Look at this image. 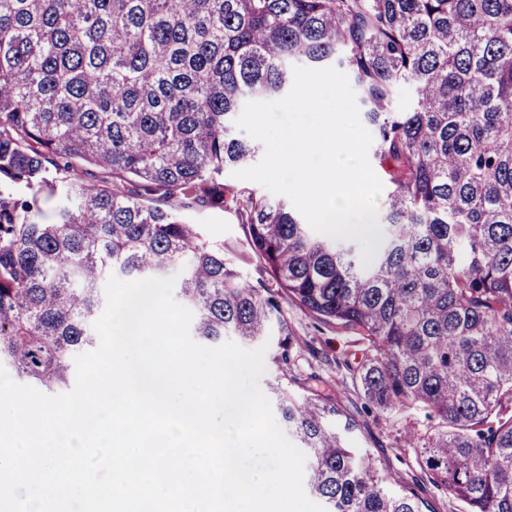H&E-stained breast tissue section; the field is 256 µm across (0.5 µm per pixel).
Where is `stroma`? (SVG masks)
I'll return each mask as SVG.
<instances>
[{"label": "stroma", "instance_id": "35a3bbf8", "mask_svg": "<svg viewBox=\"0 0 512 512\" xmlns=\"http://www.w3.org/2000/svg\"><path fill=\"white\" fill-rule=\"evenodd\" d=\"M181 216L196 225L202 242L223 248L225 258L237 265L244 277L252 281L259 278L261 262L247 246L248 229L235 208H194L182 211ZM276 299L279 316L295 338L288 366L295 390L335 400L360 424L356 447L366 450L396 482L410 481L420 469L416 452L407 447L406 440L410 432L425 430L424 411L411 408L382 413L365 407L348 368L361 358L353 333L319 323L284 294H277Z\"/></svg>", "mask_w": 512, "mask_h": 512}]
</instances>
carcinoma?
<instances>
[{
  "label": "carcinoma",
  "instance_id": "1",
  "mask_svg": "<svg viewBox=\"0 0 512 512\" xmlns=\"http://www.w3.org/2000/svg\"><path fill=\"white\" fill-rule=\"evenodd\" d=\"M297 65L348 76L392 184L368 267L358 243L224 183L259 153L235 120L288 94ZM52 168L71 176L49 223L0 190V365L21 381L62 390L110 276L182 265L198 341L277 336L269 401L325 512H434L352 446L338 403L294 393L273 283L359 335L367 404L430 410L407 440L429 484L512 512V0H0V182ZM194 205L235 207L267 278L201 242L178 215Z\"/></svg>",
  "mask_w": 512,
  "mask_h": 512
}]
</instances>
